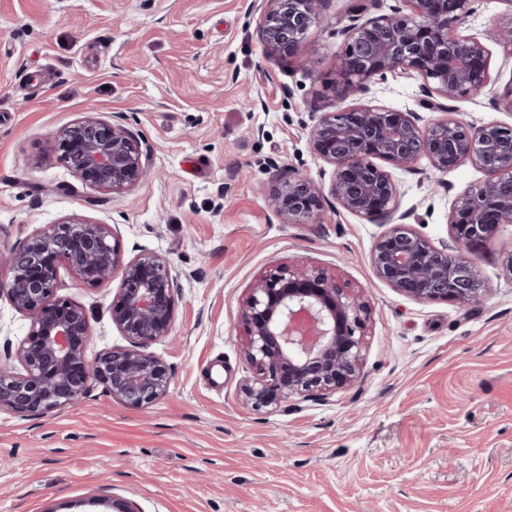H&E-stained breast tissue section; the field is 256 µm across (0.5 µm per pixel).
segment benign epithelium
<instances>
[{
  "instance_id": "7a95c632",
  "label": "benign epithelium",
  "mask_w": 512,
  "mask_h": 512,
  "mask_svg": "<svg viewBox=\"0 0 512 512\" xmlns=\"http://www.w3.org/2000/svg\"><path fill=\"white\" fill-rule=\"evenodd\" d=\"M322 0H262L259 33L267 53L297 55L319 18ZM407 12L357 19L341 30L336 54L337 94L362 96L376 77L400 71L423 79L426 108L441 117L425 127L414 112L365 104L336 107L313 117L308 147L333 167L329 190L297 172L274 192L285 224L317 218L326 200L336 210L367 218L394 219L397 188L391 173L374 163L410 168L425 157L446 173L469 163L489 179L469 188L449 213L454 247L437 248L406 224H395L370 255L376 275L399 294L419 302L481 303L490 288L476 275L467 253L512 224V125L475 126L448 102L477 94L491 82L488 48L462 34L470 0H402ZM94 189L124 194L141 180L150 150L123 125L85 116L61 129L49 146ZM64 262L89 286L108 283L121 270L112 299L115 327L129 340L89 361V319L78 305L54 298L57 264ZM0 297L30 319V328L0 364V411L44 415L77 401L89 381L112 399L140 408L169 391L164 362L144 347L170 335L178 300V274L155 253L125 261L117 228L81 218L51 224L24 245L0 253ZM365 302L322 267L277 265L247 289L239 306L246 329L243 353L254 370L243 393L261 409L295 394L329 396L361 374Z\"/></svg>"
}]
</instances>
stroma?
Listing matches in <instances>:
<instances>
[{"label": "stroma", "instance_id": "1", "mask_svg": "<svg viewBox=\"0 0 512 512\" xmlns=\"http://www.w3.org/2000/svg\"><path fill=\"white\" fill-rule=\"evenodd\" d=\"M401 0H322L302 51L267 56L260 0H0V252L78 216L118 225L124 258L153 252L180 273L173 330L147 346L168 394L128 408L90 382L45 416L0 411V512H512V224L470 260L491 288L480 305L419 302L375 274L388 229L325 207L286 224L274 169L329 188L307 144L312 115L335 109L342 29ZM507 0H471L468 34L489 49L493 90L454 101L474 125H512L498 99L512 58L495 42ZM418 75H387L363 103L425 109ZM150 147L147 171L111 196L45 150L87 113ZM397 211L434 246L448 215L486 180L427 159L392 169ZM324 267L366 301L363 379L321 398L254 409L243 387L240 300L273 266ZM57 268L58 298L86 311L87 359L126 345L110 305L120 286Z\"/></svg>", "mask_w": 512, "mask_h": 512}]
</instances>
